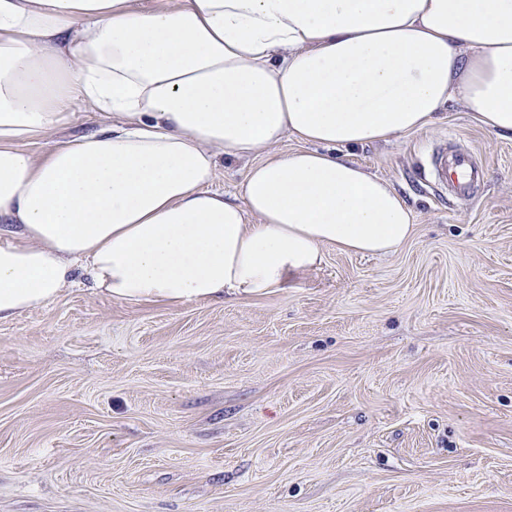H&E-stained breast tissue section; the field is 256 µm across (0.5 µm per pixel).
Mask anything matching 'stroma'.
<instances>
[{
    "instance_id": "35a3bbf8",
    "label": "stroma",
    "mask_w": 512,
    "mask_h": 512,
    "mask_svg": "<svg viewBox=\"0 0 512 512\" xmlns=\"http://www.w3.org/2000/svg\"><path fill=\"white\" fill-rule=\"evenodd\" d=\"M444 145L469 200L421 177ZM348 155L412 212L392 255L0 321V512H512V139L455 104Z\"/></svg>"
}]
</instances>
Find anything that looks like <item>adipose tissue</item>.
<instances>
[{"label": "adipose tissue", "instance_id": "ef3b65f1", "mask_svg": "<svg viewBox=\"0 0 512 512\" xmlns=\"http://www.w3.org/2000/svg\"><path fill=\"white\" fill-rule=\"evenodd\" d=\"M454 102L512 138V0H0V320L78 284L220 301L327 246L390 255L408 206L335 150ZM79 103L105 126L51 140ZM239 160L233 196L212 188Z\"/></svg>", "mask_w": 512, "mask_h": 512}]
</instances>
